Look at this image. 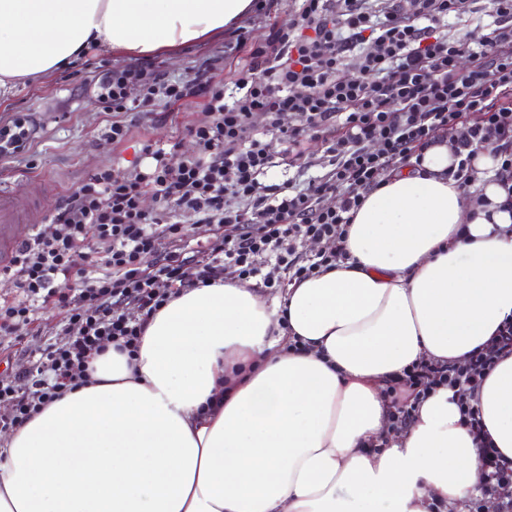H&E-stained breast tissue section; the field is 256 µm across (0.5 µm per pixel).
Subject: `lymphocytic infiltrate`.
Instances as JSON below:
<instances>
[{
	"instance_id": "obj_1",
	"label": "lymphocytic infiltrate",
	"mask_w": 512,
	"mask_h": 512,
	"mask_svg": "<svg viewBox=\"0 0 512 512\" xmlns=\"http://www.w3.org/2000/svg\"><path fill=\"white\" fill-rule=\"evenodd\" d=\"M472 0H388L375 12L369 0H300L288 27L269 24L265 41L237 47L232 92L215 67L194 83L143 66L118 67L101 87L105 111L121 113L157 101L175 107L206 94L208 123L189 128L195 149L175 156L146 142L149 171L113 178L101 169L82 181L49 223L22 240L10 267L19 296L0 303V335L13 336L30 321L37 302L63 310L69 335L39 348L27 383L0 377V433L13 431L67 387L90 383L89 367L107 348L135 355L142 329L169 295L210 283L222 273L258 279L274 289L335 268L353 215L366 195L399 167L447 134L460 186L475 179L473 160L491 144L495 176L512 209V0H490L493 21L481 49L443 33L447 18L465 23ZM473 58L461 70L463 58ZM355 78H344L346 68ZM292 116L293 126L282 123ZM327 145L319 179L300 186L265 183L268 168H304V136ZM162 204L151 213L145 194ZM335 205H327L329 196ZM210 224L205 242H192L172 214ZM311 242L322 250L308 253ZM161 261L146 266L147 257ZM512 354V322L465 364L422 361L391 378L393 432L406 430L418 401L437 389H476L500 357ZM461 419L477 445L485 476L482 512H512V459L483 431L478 411L460 404Z\"/></svg>"
}]
</instances>
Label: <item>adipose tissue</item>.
I'll return each mask as SVG.
<instances>
[{
	"label": "adipose tissue",
	"instance_id": "1",
	"mask_svg": "<svg viewBox=\"0 0 512 512\" xmlns=\"http://www.w3.org/2000/svg\"><path fill=\"white\" fill-rule=\"evenodd\" d=\"M252 0H0V97L90 50L205 40ZM446 143L366 195L347 259L267 298L220 276L147 321L135 358L0 435V512H461L484 475L454 390L390 430L386 382L464 362L512 317V212L491 152L464 189ZM512 458V355L475 391Z\"/></svg>",
	"mask_w": 512,
	"mask_h": 512
}]
</instances>
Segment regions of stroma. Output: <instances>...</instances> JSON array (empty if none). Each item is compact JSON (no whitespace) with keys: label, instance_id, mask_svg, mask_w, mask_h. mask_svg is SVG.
Instances as JSON below:
<instances>
[{"label":"stroma","instance_id":"1","mask_svg":"<svg viewBox=\"0 0 512 512\" xmlns=\"http://www.w3.org/2000/svg\"><path fill=\"white\" fill-rule=\"evenodd\" d=\"M235 39L228 31L204 43L151 55L150 60L169 75L190 80L202 58L220 53L224 56L220 76L230 85L237 78L240 57L233 49ZM136 62L133 56L90 54L49 81L27 83L0 99V122L26 113L33 127L29 151L17 159L0 160V174L13 178L25 192L34 191L35 179L48 177L55 189L37 199L46 215H54L78 184L97 170L108 168L115 178L128 177L144 142L173 147L180 153L192 150L188 127L210 119L200 96L173 110L160 105L123 113L121 119L129 128L127 140L115 144L107 138L112 115L101 107L100 84L111 77L113 68ZM63 328L58 309L35 305L29 324L19 335L0 340V375L21 377L30 365L32 352L63 339Z\"/></svg>","mask_w":512,"mask_h":512}]
</instances>
